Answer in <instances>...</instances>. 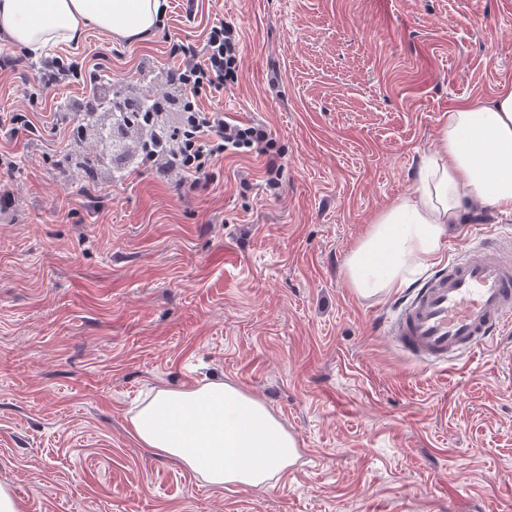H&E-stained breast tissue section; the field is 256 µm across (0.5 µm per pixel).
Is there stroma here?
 <instances>
[{"label": "stroma", "instance_id": "35a3bbf8", "mask_svg": "<svg viewBox=\"0 0 512 512\" xmlns=\"http://www.w3.org/2000/svg\"><path fill=\"white\" fill-rule=\"evenodd\" d=\"M219 20L241 36L219 104L266 123L280 151L229 155L193 192L151 169L103 172L86 199L78 146L55 129L82 85L44 98L35 132L0 138L17 164L0 211V484L23 512H512V328L439 367L385 324L407 287L371 298L349 251L407 194L449 106L512 80V0H166L135 38L87 26L51 54L114 77L173 67L170 41ZM34 62L0 73V113L24 108ZM512 236L472 210L444 259ZM233 383L299 440L268 489H213L142 447L130 409L148 389Z\"/></svg>", "mask_w": 512, "mask_h": 512}]
</instances>
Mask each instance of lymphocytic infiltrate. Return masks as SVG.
<instances>
[{
  "mask_svg": "<svg viewBox=\"0 0 512 512\" xmlns=\"http://www.w3.org/2000/svg\"><path fill=\"white\" fill-rule=\"evenodd\" d=\"M169 54L179 64L169 71L166 87H158L153 79L140 80L139 85L143 98L151 103L166 98L168 86H178L186 133L183 138L167 143L164 150H150V157L167 152L171 179L195 190L202 186L211 166L224 153H255L265 157L266 184L269 192H276L279 151L268 128L255 122L233 121L221 109L207 110L199 105L202 97L221 92L238 81L241 49L235 26L224 21L212 24L202 43L177 40L171 42ZM103 72L102 64L89 66L76 57H45L37 70L36 90L28 102L37 106L40 98L56 87L65 83L84 85L89 78L102 76Z\"/></svg>",
  "mask_w": 512,
  "mask_h": 512,
  "instance_id": "lymphocytic-infiltrate-1",
  "label": "lymphocytic infiltrate"
}]
</instances>
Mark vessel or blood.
Returning <instances> with one entry per match:
<instances>
[{"label": "vessel or blood", "instance_id": "b4317fda", "mask_svg": "<svg viewBox=\"0 0 512 512\" xmlns=\"http://www.w3.org/2000/svg\"><path fill=\"white\" fill-rule=\"evenodd\" d=\"M512 325V239L457 257L398 307L387 331L406 356L437 364L475 352Z\"/></svg>", "mask_w": 512, "mask_h": 512}]
</instances>
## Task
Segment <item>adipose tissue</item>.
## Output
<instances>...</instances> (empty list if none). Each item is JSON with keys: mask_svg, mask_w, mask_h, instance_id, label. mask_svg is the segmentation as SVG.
Masks as SVG:
<instances>
[{"mask_svg": "<svg viewBox=\"0 0 512 512\" xmlns=\"http://www.w3.org/2000/svg\"><path fill=\"white\" fill-rule=\"evenodd\" d=\"M164 0H0V31L32 50L79 39L86 25L119 37L150 31ZM512 212V82L489 102L452 104L412 190L383 207L348 254L345 276L361 298L400 287L435 264L452 225L471 206ZM142 447L177 459L205 486L268 488L295 464L299 443L233 383L153 389L130 416Z\"/></svg>", "mask_w": 512, "mask_h": 512, "instance_id": "ef3b65f1", "label": "adipose tissue"}]
</instances>
